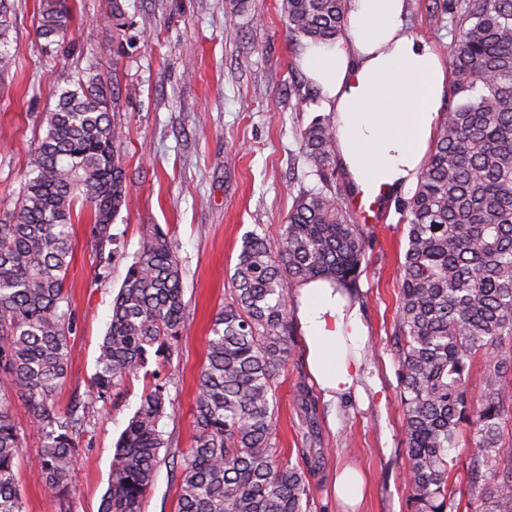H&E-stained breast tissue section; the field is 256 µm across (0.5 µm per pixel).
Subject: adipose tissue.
<instances>
[{
    "mask_svg": "<svg viewBox=\"0 0 512 512\" xmlns=\"http://www.w3.org/2000/svg\"><path fill=\"white\" fill-rule=\"evenodd\" d=\"M299 65L336 125L337 158L359 200L386 201L417 181L448 88L434 45L407 31L406 0H350L329 43L304 41ZM307 367L323 401L356 388L367 339L359 303L314 281L296 290Z\"/></svg>",
    "mask_w": 512,
    "mask_h": 512,
    "instance_id": "obj_1",
    "label": "adipose tissue"
}]
</instances>
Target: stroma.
<instances>
[{"label": "stroma", "instance_id": "35a3bbf8", "mask_svg": "<svg viewBox=\"0 0 512 512\" xmlns=\"http://www.w3.org/2000/svg\"><path fill=\"white\" fill-rule=\"evenodd\" d=\"M230 0H129L126 25L116 28L111 0H77L64 43L49 52L36 26L42 0H14L11 73L0 78V219L13 210L27 161L44 135L42 117L73 76L91 70L114 84L115 120L131 192L112 225L111 263L101 262L90 215L74 227V253L65 291L75 317L68 375L57 391L60 411L84 421L81 454L63 496L46 493L32 476L41 445L26 399L12 395L23 429L17 473L25 512H100L115 444L137 410L143 377L126 382L107 402L90 394L99 344L127 267L154 227L168 232L183 269L188 320L169 364L175 409L165 421L173 445L161 449L143 512H174L180 471L173 457L194 442L192 411L208 330L229 297L230 276L245 235L276 238L295 198L318 186L298 134L322 115L318 92L294 86L304 75L301 46L280 14V0H246L235 28L224 25ZM407 28L448 56L453 36L433 24L428 0H406ZM403 198L373 210L357 297L368 327L367 374L359 391L320 406L313 451L320 460L310 483L309 512H345L333 481L338 466L366 476L357 512H411L405 480L403 414L397 402L393 326L398 267L407 242ZM305 352L280 378L276 433L285 459L299 461L306 425L297 387L310 384Z\"/></svg>", "mask_w": 512, "mask_h": 512}]
</instances>
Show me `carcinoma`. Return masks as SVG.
<instances>
[{
    "mask_svg": "<svg viewBox=\"0 0 512 512\" xmlns=\"http://www.w3.org/2000/svg\"><path fill=\"white\" fill-rule=\"evenodd\" d=\"M435 23L455 32L448 56L447 111L413 195L404 203L407 244L399 266L394 321L398 391L404 417L412 512H459L451 478L462 427L471 494L478 512H512V462L498 448L512 402V0H434ZM348 0H281L288 30L330 42L341 33ZM12 0H0V75L16 66L8 50ZM70 0H44L38 38L62 43ZM45 136L9 219L0 222V382L25 395L41 430L35 475L59 493L80 455L82 420L56 409L69 367L75 322L64 281L76 207L89 208L99 258L111 260L112 223L130 185L111 121L108 87L84 72L43 117ZM316 176L336 189L302 192L276 240L252 232L231 275L230 300L212 319L193 410L194 444L181 453L176 512H307L313 457L284 459L275 434L280 373L295 357L293 289L317 279L349 292L367 236L337 185L334 121L300 132ZM182 268L160 228L134 255L112 303L91 377L105 400L138 374L150 379L112 457L101 512H142L160 450L171 447L163 420L172 398L159 366L185 326ZM484 360L474 403L467 377ZM158 368L149 369L150 360ZM307 435L318 399L297 391ZM22 436L0 388V512H25L16 473Z\"/></svg>",
    "mask_w": 512,
    "mask_h": 512,
    "instance_id": "1",
    "label": "carcinoma"
}]
</instances>
